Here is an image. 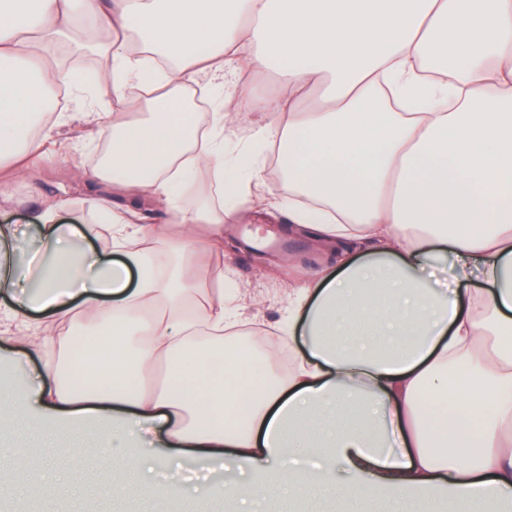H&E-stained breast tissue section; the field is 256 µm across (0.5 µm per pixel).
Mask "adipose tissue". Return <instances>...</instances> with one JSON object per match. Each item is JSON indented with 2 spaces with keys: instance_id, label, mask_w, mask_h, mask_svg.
<instances>
[{
  "instance_id": "obj_1",
  "label": "adipose tissue",
  "mask_w": 512,
  "mask_h": 512,
  "mask_svg": "<svg viewBox=\"0 0 512 512\" xmlns=\"http://www.w3.org/2000/svg\"><path fill=\"white\" fill-rule=\"evenodd\" d=\"M85 53L106 57L98 80L131 114L78 173L108 188L92 219L112 242L77 247L65 198L33 215L29 251L0 225V318L48 330L12 337L42 371L0 405L111 422L121 469H142L148 432L170 458L240 472L213 501L259 504L277 485L296 507L327 493L336 512H512V0H0L1 178H25L53 92L81 87L48 61ZM274 62L278 93L259 96L247 77ZM201 84L218 95L198 118L186 95ZM228 98L260 115L247 138ZM202 169L223 204L177 210ZM116 196L175 213L140 224ZM258 207L327 263L275 326L296 368L246 382L239 352L219 377L208 360L243 325L223 287L191 297L225 222ZM152 244L177 258L167 277L151 273ZM443 258L447 288L425 275ZM80 316L99 341L92 368L45 354ZM161 364L165 384L146 388Z\"/></svg>"
}]
</instances>
